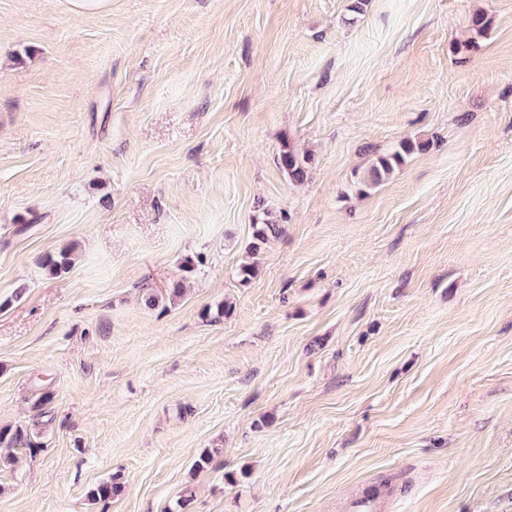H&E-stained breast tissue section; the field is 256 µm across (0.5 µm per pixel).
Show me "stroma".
<instances>
[{"label": "stroma", "mask_w": 512, "mask_h": 512, "mask_svg": "<svg viewBox=\"0 0 512 512\" xmlns=\"http://www.w3.org/2000/svg\"><path fill=\"white\" fill-rule=\"evenodd\" d=\"M351 4L0 0V512H512V0ZM429 146V142L426 141H412L409 139L401 141L398 150L377 158L376 162L370 167L367 177L360 180V185L365 188H371L379 184L393 173L395 167L401 166L407 156L425 151L429 149ZM277 162L280 169L295 182H303L314 165V154L300 152L289 143H284L278 154ZM283 223V219H273L269 215L268 211L260 212L253 219V239L251 246L249 247V251L252 254H256L261 245L266 243L269 237H275L279 235L282 231L281 224Z\"/></svg>", "instance_id": "obj_1"}]
</instances>
